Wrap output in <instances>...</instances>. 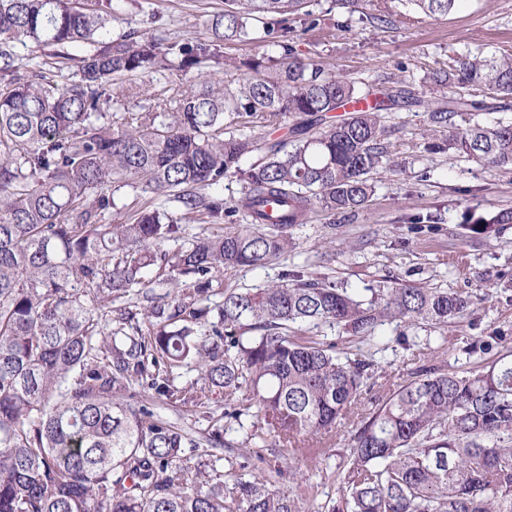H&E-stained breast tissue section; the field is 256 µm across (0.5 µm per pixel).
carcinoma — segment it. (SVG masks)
Listing matches in <instances>:
<instances>
[{
	"label": "carcinoma",
	"mask_w": 512,
	"mask_h": 512,
	"mask_svg": "<svg viewBox=\"0 0 512 512\" xmlns=\"http://www.w3.org/2000/svg\"><path fill=\"white\" fill-rule=\"evenodd\" d=\"M336 2L392 23L386 5ZM407 2L437 17L461 0ZM99 4L0 0V512H301L267 480L224 485L223 420L247 427V441L298 448L352 416L343 495L329 512H512L511 358L462 373L421 365L366 409L381 363L310 335L328 326L366 339L394 322L399 342L474 313L484 297L396 278L362 298L303 269L262 288H226L218 276L284 257L319 209L365 205L372 174L401 166L384 121L396 107L427 109L425 152L512 173V122L455 124L512 108V53L448 58L432 90L464 93L432 101L402 80L362 91L302 62L288 29L320 24L308 0H225L193 42L113 31ZM255 42L278 52L239 60L248 75L235 83L215 79L226 46ZM29 44L41 52L16 51ZM73 47L86 51L76 58ZM177 73L192 80L174 87ZM131 102L138 111H111ZM286 121L281 141L255 133ZM228 177L242 183L238 207L209 193ZM125 187L143 196L125 221L101 223ZM239 211L243 223L224 230ZM191 223L213 230L191 237ZM462 223L498 234L512 208L467 209ZM159 283L168 292L155 296ZM214 295L223 300L210 304ZM189 365L198 378L175 385ZM162 404L208 427L187 430Z\"/></svg>",
	"instance_id": "cac0c4a2"
}]
</instances>
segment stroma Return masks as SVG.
Wrapping results in <instances>:
<instances>
[{
    "label": "stroma",
    "mask_w": 512,
    "mask_h": 512,
    "mask_svg": "<svg viewBox=\"0 0 512 512\" xmlns=\"http://www.w3.org/2000/svg\"><path fill=\"white\" fill-rule=\"evenodd\" d=\"M392 6L393 24L376 28L360 15L340 11L334 0H314L321 24L312 30L296 26L289 38L303 62L319 64L326 72L373 88L383 78H401L420 93L426 92L437 62L450 55L512 51V0H465L459 10L435 18L415 11L406 0H392ZM223 9L224 0H112L119 21L142 30L163 28L188 40L205 36L207 20ZM396 121L400 129L393 142L404 166L374 173L375 193L366 206L336 216L316 212L297 230L299 245L288 257L262 269L228 270L221 277L228 287L258 288L278 280L282 270L302 266L325 270L361 295L395 277L481 295L473 314L441 329L409 330L404 346L396 343L392 324L370 340L318 328L323 341L349 357L379 360L384 375L400 383L422 364L451 372L482 365V358L468 353L482 336L503 337L499 353L512 354V227L473 239L461 223L467 210L485 215L512 208V173L424 153L418 136L426 122L423 108L399 111ZM427 212L440 215V224L411 231L408 216ZM332 222L338 225L335 250L325 262L322 227ZM352 428V420H343L335 436L318 447L295 450L255 448L244 443L243 433L231 430L226 438L232 446L224 454L233 473L275 475L276 489L297 498L302 512H325L342 494L340 475L347 466Z\"/></svg>",
    "instance_id": "35a3bbf8"
}]
</instances>
